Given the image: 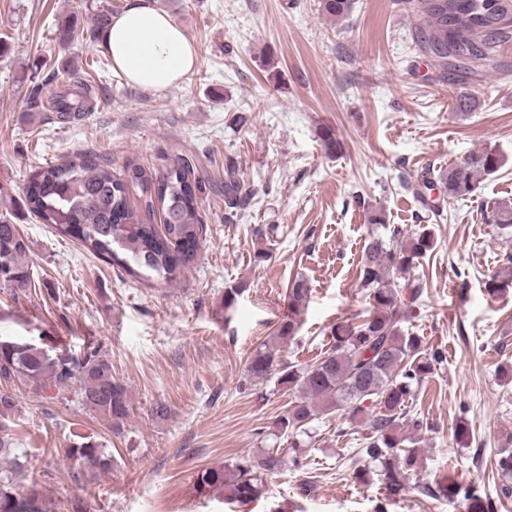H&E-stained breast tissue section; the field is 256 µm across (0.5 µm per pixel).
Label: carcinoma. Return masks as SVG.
<instances>
[{"mask_svg": "<svg viewBox=\"0 0 512 512\" xmlns=\"http://www.w3.org/2000/svg\"><path fill=\"white\" fill-rule=\"evenodd\" d=\"M420 17L418 44L432 63L460 74L465 80L484 71L498 48L512 39V0H400ZM322 12L341 20L352 10V0H321ZM111 18V10L94 15L86 29L93 41ZM30 107L41 102L66 124L80 116L93 93L92 85L73 80L57 90L45 81L34 86ZM503 159L494 150L471 153L463 161L423 180L418 192L436 188L454 201L474 195L478 178L496 173ZM193 160L174 155L159 173L128 164L125 173L112 174L101 158L79 154L60 163L38 168L25 196V206L41 223L59 235L75 240L103 261L145 282L171 284L180 278L197 255L204 224L198 211L202 180ZM249 202V193L238 178L233 158L224 164V223L233 224ZM160 216L156 225L141 216ZM487 223L512 232V202L486 204ZM375 231L365 239L359 265V285L370 304L362 319H346L330 327L329 348L309 365L298 367L278 359L299 329L300 315L309 288L302 278L288 287V315L276 326L270 343L257 349L247 367L248 378L260 384L271 378L280 388L300 393L288 411L279 416L276 434L291 438L292 461L303 447L301 435L320 414L344 412L351 419L366 420L370 433L360 449L365 464L353 478L370 483L378 477L384 499L400 496L412 480L419 460L414 440L400 434L414 390L445 359L439 349L404 328L405 308L423 292V284L406 278L411 269L433 253L436 241L422 227L409 231L387 223L384 210L373 208L368 216ZM9 277L3 286L23 287L31 274L26 241L17 225L0 220V266ZM490 293L512 288V275L494 274L483 281ZM0 378L19 380L37 394L90 408L103 416L112 433L121 434L130 411L124 383L112 376V362L99 346L86 345L77 355L65 349L0 340ZM86 469L87 482L109 470L113 457L90 437L69 448ZM0 457L8 469L0 475V512H48L43 475L29 470L27 452L16 447L8 434L0 435ZM284 457L278 448H262L228 468L216 466L198 475L194 490L206 496L215 490L228 499L248 502L263 492V476L277 471ZM26 482L23 487L18 483ZM461 487L447 485L440 477L421 486V494L459 496Z\"/></svg>", "mask_w": 512, "mask_h": 512, "instance_id": "1", "label": "carcinoma"}]
</instances>
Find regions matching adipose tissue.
Returning a JSON list of instances; mask_svg holds the SVG:
<instances>
[{
	"label": "adipose tissue",
	"instance_id": "adipose-tissue-1",
	"mask_svg": "<svg viewBox=\"0 0 512 512\" xmlns=\"http://www.w3.org/2000/svg\"><path fill=\"white\" fill-rule=\"evenodd\" d=\"M98 39L112 59L113 70L139 87L171 88L198 62L196 48L183 29L153 0H127Z\"/></svg>",
	"mask_w": 512,
	"mask_h": 512
}]
</instances>
